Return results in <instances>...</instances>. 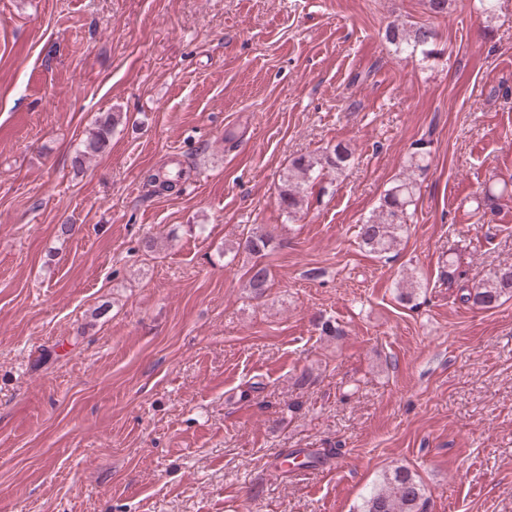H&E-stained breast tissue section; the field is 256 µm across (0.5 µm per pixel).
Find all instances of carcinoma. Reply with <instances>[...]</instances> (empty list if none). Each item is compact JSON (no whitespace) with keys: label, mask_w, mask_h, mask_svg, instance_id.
Returning a JSON list of instances; mask_svg holds the SVG:
<instances>
[{"label":"carcinoma","mask_w":512,"mask_h":512,"mask_svg":"<svg viewBox=\"0 0 512 512\" xmlns=\"http://www.w3.org/2000/svg\"><path fill=\"white\" fill-rule=\"evenodd\" d=\"M390 43L402 51L417 50L429 57L434 53L432 46L435 32L427 26H414L394 20L386 29ZM120 123V114L108 112L100 116L94 129L83 141L73 159V166L82 169L87 160L105 151L112 139V133ZM352 151L345 145L336 144L332 150L320 157L301 155L295 158L288 168V178L281 189L280 205L292 218L302 209L305 191L314 174L321 169L343 170L350 164ZM424 156L419 152L412 154L410 172L397 178L385 191L379 205L363 223L357 225V238L360 244L373 253H388L401 242L407 229L408 210L414 205L417 182L414 171L422 169ZM186 175L181 171L171 178L159 171L150 175L149 182L156 191L163 193L173 190ZM271 233L250 235L238 244L245 252L258 258L250 269L247 288L255 299L262 298L268 289V269L259 258L273 242ZM419 283L414 277L405 275L398 284L399 298L410 301L414 297ZM512 297V265H505L494 270L484 282L471 288L463 289L461 300L473 309H490L504 297ZM356 512H424V488L414 475L406 468L397 467L384 473L379 482L363 497Z\"/></svg>","instance_id":"obj_1"}]
</instances>
